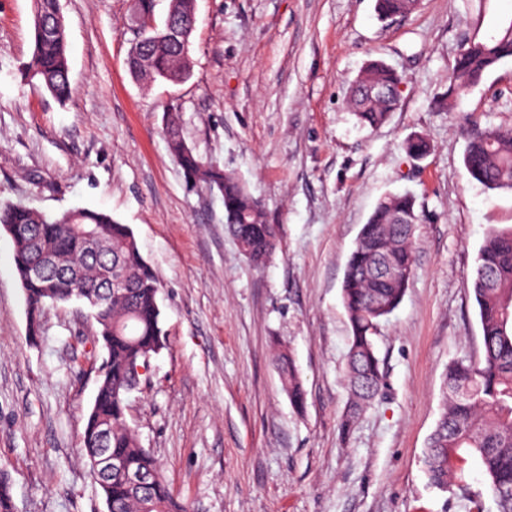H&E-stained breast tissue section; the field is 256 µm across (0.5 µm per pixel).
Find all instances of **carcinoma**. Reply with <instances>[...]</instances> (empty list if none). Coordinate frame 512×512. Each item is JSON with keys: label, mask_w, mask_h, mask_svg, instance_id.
Segmentation results:
<instances>
[{"label": "carcinoma", "mask_w": 512, "mask_h": 512, "mask_svg": "<svg viewBox=\"0 0 512 512\" xmlns=\"http://www.w3.org/2000/svg\"><path fill=\"white\" fill-rule=\"evenodd\" d=\"M417 0H375L378 18L392 20L411 13ZM60 0H35L29 62L34 78L55 100L69 101L67 32L54 28ZM165 18L176 26H196V0H168ZM190 41L173 38L166 25L149 30L127 55L130 74L138 80L163 79L174 84L192 71ZM512 60V21L491 39H469L456 59L448 92L437 98L439 110L451 111L456 99L502 62ZM401 75L381 61L369 62L352 83L348 108L362 127H382L399 105ZM163 131L171 156L191 181L217 192L224 201L225 223L245 246L246 257L266 262L279 241L277 225L267 220L259 201L236 176L204 162L183 138L181 107L169 103ZM466 142L464 167L485 189L512 193V126L466 123L459 129ZM414 157L428 153L422 136L405 142ZM419 215L409 193L383 197L360 230L342 283V300L350 324L343 367L350 407L342 421L346 432L383 387L381 361L373 335L381 319L401 303L414 267L412 241ZM22 224L29 232L11 238L13 263L24 292L29 335L43 334L42 314L49 305L90 303L97 340L106 357L102 375L81 438L80 454L89 471L99 448L97 433L109 429L105 443L129 474L144 480L134 485L114 476L102 488L107 512H187L171 494L161 462L147 448L126 418L130 393L140 384L136 368L148 367L167 346L158 302L159 280L144 259L132 229L111 215L75 208L49 215L22 203L0 202V231ZM74 224L96 233L89 244L71 232ZM36 265L45 277L24 280V269ZM478 307L482 352L448 363L440 416L424 455L429 483L457 488L481 512L482 504L467 491L462 463L476 457L486 475L498 512H512V228L492 229L484 237L475 268L468 277ZM285 391L298 407L304 391L291 355L278 358ZM0 512H14L11 484L0 473Z\"/></svg>", "instance_id": "1"}]
</instances>
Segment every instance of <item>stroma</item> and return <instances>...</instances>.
Segmentation results:
<instances>
[{
  "instance_id": "stroma-1",
  "label": "stroma",
  "mask_w": 512,
  "mask_h": 512,
  "mask_svg": "<svg viewBox=\"0 0 512 512\" xmlns=\"http://www.w3.org/2000/svg\"><path fill=\"white\" fill-rule=\"evenodd\" d=\"M69 41L66 104L25 80L33 0H0V202L49 214L102 210L129 225L161 283L168 347L126 416L192 512H470L423 465L451 360L477 355L465 281L486 230L512 227V193L463 165V119L512 126V60L432 108L465 40L512 21V0H420L379 20L375 0H196L193 72L145 85L128 72L130 0H60ZM380 60L402 76L378 130L357 125L348 90ZM235 174L279 227L250 262L222 198L185 178L162 116ZM424 135L430 153L404 142ZM412 192L420 222L401 304L374 335L384 387L350 433L342 366L345 266L379 199ZM31 341L11 240L0 233V469L15 512H106L79 448L105 354L78 305L47 307ZM291 353L295 407L277 356Z\"/></svg>"
}]
</instances>
